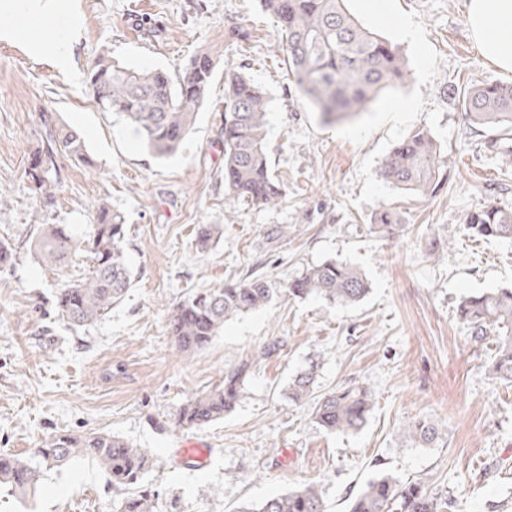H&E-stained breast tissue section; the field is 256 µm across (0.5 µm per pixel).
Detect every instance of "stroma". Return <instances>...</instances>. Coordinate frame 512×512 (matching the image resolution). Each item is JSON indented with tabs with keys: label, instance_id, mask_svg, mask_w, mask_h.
Segmentation results:
<instances>
[{
	"label": "stroma",
	"instance_id": "stroma-1",
	"mask_svg": "<svg viewBox=\"0 0 512 512\" xmlns=\"http://www.w3.org/2000/svg\"><path fill=\"white\" fill-rule=\"evenodd\" d=\"M383 4L380 15L347 0L363 26L405 53L412 77L360 116L330 124L295 94L261 0H76L80 33L65 72L22 41L0 39V240L13 247L11 266L0 268V453L26 457L60 433H111L149 451L145 481L176 512H234L310 482L327 512H346L382 471L424 482L452 501V512H512V386L489 371L494 338L475 339L456 315L462 297L512 288V239L476 238L464 224L490 200L512 209V171L467 131L450 93L510 82L512 72L474 44L469 0ZM398 18L418 40L403 36ZM104 50L128 67L173 75L195 54H212L206 104L174 155L157 157L122 117L98 109L87 71ZM231 67L270 101L267 151L285 189L275 207L225 195L220 131ZM403 103L410 111H400ZM62 126L80 133L94 164L56 153L59 189L43 200L29 164ZM419 127L451 163L447 182L425 200L379 174L390 148ZM102 199L124 216L135 280L108 318L75 330L58 319L55 295L87 278L92 264L79 257L56 270L33 243L46 224L88 234ZM386 205L402 217L390 236L374 229ZM202 224L221 225L222 234L201 254ZM326 261L363 273L370 291L361 302L279 298L226 321L207 348L177 351L167 324L194 291L255 275L279 288ZM263 348L269 354L232 412L177 426L190 398ZM312 363L317 392H371L360 431L328 432L310 405L289 401V381ZM416 419L438 425L434 443L406 437ZM190 442L204 460L182 455ZM120 497L95 463L78 460L46 472L34 500L0 487V512H116Z\"/></svg>",
	"mask_w": 512,
	"mask_h": 512
}]
</instances>
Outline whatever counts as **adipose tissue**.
<instances>
[{
  "mask_svg": "<svg viewBox=\"0 0 512 512\" xmlns=\"http://www.w3.org/2000/svg\"><path fill=\"white\" fill-rule=\"evenodd\" d=\"M0 14L18 18L0 30L19 39L36 59L67 70L78 42L74 0H0ZM468 28L479 50L504 71H512V0H469Z\"/></svg>",
  "mask_w": 512,
  "mask_h": 512,
  "instance_id": "ef3b65f1",
  "label": "adipose tissue"
}]
</instances>
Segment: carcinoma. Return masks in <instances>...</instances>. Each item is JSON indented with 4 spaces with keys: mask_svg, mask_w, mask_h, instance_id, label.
I'll return each instance as SVG.
<instances>
[{
    "mask_svg": "<svg viewBox=\"0 0 512 512\" xmlns=\"http://www.w3.org/2000/svg\"><path fill=\"white\" fill-rule=\"evenodd\" d=\"M265 11L277 21L275 49L283 56L298 97L320 113L326 123H336L368 110L380 93L411 76L406 55L380 35L361 25L346 8V0H262ZM215 71L212 56L193 57L173 76L161 68L134 69L98 55L87 82L100 110L117 112L133 126L142 142L157 156L173 154L190 133L196 113L203 107ZM469 127L488 135L491 152L512 169V83L484 82L451 91ZM270 101L243 72L224 73V186L227 198L246 199L276 206L284 198L271 172L265 147ZM45 155L36 156L28 175L45 199L55 195L52 176L54 149L93 165L84 139L62 129ZM450 162L435 137L417 128L385 155L380 177L392 186L425 198L448 179ZM96 224L85 237H77L61 224H48L37 236L42 261L62 267L77 254L92 263L89 278L67 283L55 297V310L67 323L81 327L106 319L134 280L124 255L126 225L106 202L94 205ZM400 215L382 210L376 231L392 234ZM465 223L472 235L512 239V209L489 202L469 213ZM368 292L362 273L336 261L314 265L288 281L271 287L253 276L222 288L204 289L190 296L168 323L177 349L201 350L224 328V321L269 305L275 297L320 295L341 305L360 301ZM457 316L476 334H499L498 351L491 370L495 379L512 383V289L472 295L461 300ZM259 358L243 361L224 371L223 383L195 396L182 407L178 425L201 426L235 407ZM288 399L313 402L315 421L330 432L361 429L372 409V395L360 388H338L315 393V376L309 370L288 383ZM407 437L421 445L438 438V427L427 420L405 426ZM88 459L105 473L112 488L122 492L117 512H163L159 495L143 482L149 455L119 436L90 433L60 434L44 442L35 454L21 459L0 453V485L20 496L36 493L45 472L74 460ZM451 502H441L424 483H405L381 472L367 481L350 500L348 512H449ZM239 512H325L319 489L305 485L268 498Z\"/></svg>",
    "mask_w": 512,
    "mask_h": 512,
    "instance_id": "1",
    "label": "carcinoma"
}]
</instances>
